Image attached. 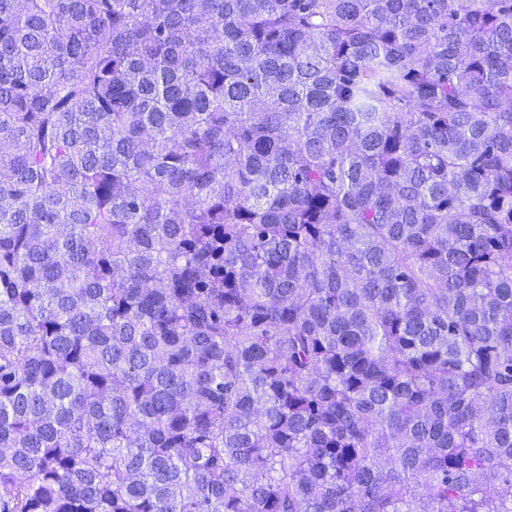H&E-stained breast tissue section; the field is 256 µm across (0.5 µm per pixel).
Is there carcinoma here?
Returning a JSON list of instances; mask_svg holds the SVG:
<instances>
[{
	"label": "carcinoma",
	"instance_id": "1",
	"mask_svg": "<svg viewBox=\"0 0 512 512\" xmlns=\"http://www.w3.org/2000/svg\"><path fill=\"white\" fill-rule=\"evenodd\" d=\"M0 512H512V0H0Z\"/></svg>",
	"mask_w": 512,
	"mask_h": 512
}]
</instances>
